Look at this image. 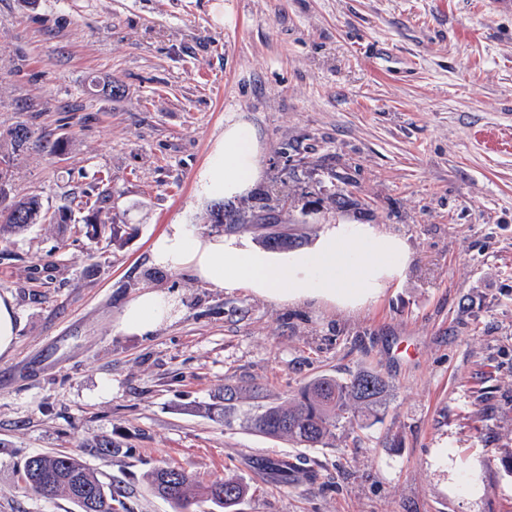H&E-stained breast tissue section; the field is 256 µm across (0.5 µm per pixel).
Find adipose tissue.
I'll return each mask as SVG.
<instances>
[{"mask_svg": "<svg viewBox=\"0 0 512 512\" xmlns=\"http://www.w3.org/2000/svg\"><path fill=\"white\" fill-rule=\"evenodd\" d=\"M260 149L250 122L240 118L227 123L199 175V197L248 194L260 178ZM151 259L164 269L189 271L210 288H247L280 304L316 300L356 308L403 275L409 252L402 239L351 221L328 228L308 250L288 253L234 235L202 234L190 225L172 224L155 239ZM176 315L172 296L144 290L124 304L119 326L124 333L148 336Z\"/></svg>", "mask_w": 512, "mask_h": 512, "instance_id": "adipose-tissue-1", "label": "adipose tissue"}]
</instances>
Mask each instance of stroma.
Returning a JSON list of instances; mask_svg holds the SVG:
<instances>
[{"label": "stroma", "instance_id": "1", "mask_svg": "<svg viewBox=\"0 0 512 512\" xmlns=\"http://www.w3.org/2000/svg\"><path fill=\"white\" fill-rule=\"evenodd\" d=\"M239 118L258 132L262 176L226 208L285 200L307 245L341 220L373 225L406 243L404 274L351 310L155 266L168 225L223 234L196 188ZM19 124L43 144L12 161L11 192L48 218L0 244L19 320L0 357V512H76L25 489L20 466L45 452L80 457L128 512H174L150 488L166 465L247 483L239 512H512V12L0 0V135ZM101 197L109 225L85 224ZM147 288L175 296L177 317L123 333L125 302ZM363 369L389 382L378 419L324 448L207 411L228 384L281 401ZM102 437L110 449L93 447ZM281 456L307 463L293 487L255 466Z\"/></svg>", "mask_w": 512, "mask_h": 512}]
</instances>
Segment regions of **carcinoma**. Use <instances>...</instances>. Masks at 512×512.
<instances>
[{"mask_svg":"<svg viewBox=\"0 0 512 512\" xmlns=\"http://www.w3.org/2000/svg\"><path fill=\"white\" fill-rule=\"evenodd\" d=\"M36 143L35 133L25 125L8 132L0 143V240L26 230L38 223L41 206L34 197L8 198L10 156H14ZM284 205L268 201L258 206L250 216L232 214L217 203L212 210L213 223L233 231L251 223L262 231V242L268 248L291 250L302 240L279 223ZM389 384L378 373L370 370L358 372L348 380L320 376L303 384L297 394L281 402H268L240 413L238 402L248 395L259 396L254 385L224 387L219 401L208 407V413L231 427L239 423L257 433L287 439L306 448L324 447L336 439V430L377 416ZM259 468L274 477L284 487L292 485L297 466L287 460L262 459ZM21 479L25 488L43 495V486H52V495L65 494L78 508V512H116L113 503L121 502V490L105 485L78 457L43 453L29 457L23 466ZM154 492L171 503L178 512L187 505L201 507L211 501L232 512L246 495L247 487L233 479L219 480L201 490L194 489L192 476L182 467L157 468L151 476Z\"/></svg>","mask_w":512,"mask_h":512,"instance_id":"cac0c4a2","label":"carcinoma"}]
</instances>
